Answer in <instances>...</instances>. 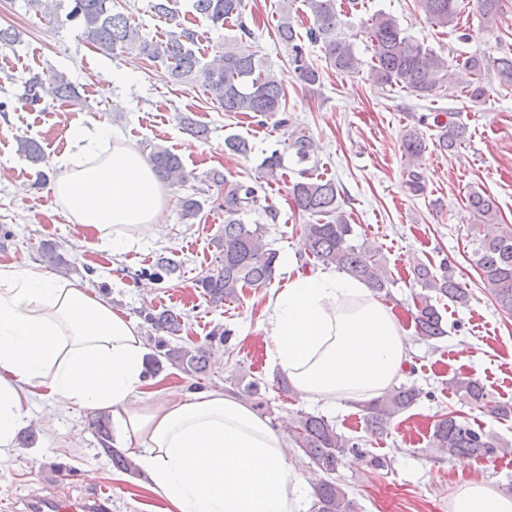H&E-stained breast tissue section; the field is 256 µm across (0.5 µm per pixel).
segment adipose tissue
Instances as JSON below:
<instances>
[{"label": "adipose tissue", "instance_id": "adipose-tissue-1", "mask_svg": "<svg viewBox=\"0 0 512 512\" xmlns=\"http://www.w3.org/2000/svg\"><path fill=\"white\" fill-rule=\"evenodd\" d=\"M52 198L113 252L150 236L166 195L150 164L111 126L70 127ZM270 358L300 396L367 400L404 370L406 331L362 281L333 269L298 273L269 299ZM138 325L88 285L0 268V454L27 426L32 397L51 407L109 411L127 450L167 512H303L284 430L221 389L186 398L146 391ZM452 512H512V495L467 480Z\"/></svg>", "mask_w": 512, "mask_h": 512}]
</instances>
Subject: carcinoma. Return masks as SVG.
Returning <instances> with one entry per match:
<instances>
[{"label": "carcinoma", "mask_w": 512, "mask_h": 512, "mask_svg": "<svg viewBox=\"0 0 512 512\" xmlns=\"http://www.w3.org/2000/svg\"><path fill=\"white\" fill-rule=\"evenodd\" d=\"M304 2L312 16V24L306 31L307 40L322 44L326 60L336 71L344 74L359 72L363 61L356 54L354 42L339 31L341 20L337 0ZM469 3L470 0H417V7L432 26L446 28L458 26ZM500 3L501 0H476L477 10L487 25L495 23ZM24 4L27 10L35 11L50 22L75 24L82 39L99 53L135 52L152 62L164 64L176 81L201 82L210 98L226 112H241L262 121L279 114V124L283 126L290 121L281 80L249 43L253 32L245 18L244 0H193L196 17L209 26L222 28L231 22L237 28V34L224 46V51L208 63L202 62L196 53L199 31L179 21L177 0H151L152 13L172 23L171 30L155 38L142 34L139 26L118 10L113 0H24ZM363 34L370 43V70L379 86L407 89L427 98L447 79L448 58L408 35L393 16L381 11L370 15L363 23ZM277 36L288 46L295 77L307 86L320 83L322 73L306 56L289 6L282 7ZM463 63L476 76L472 89L467 91L472 101L484 96L485 87L481 80L490 68L495 70L500 85L512 87V56L497 58L491 66L485 58L477 56H468ZM47 96L61 102L79 100L76 87L63 73L56 76L49 88L42 86L35 76L25 82L22 94L25 103L37 105ZM444 116V121L434 116L433 127L439 129L438 145L448 151L466 138L467 126L455 120L453 112H446ZM224 147L228 152L242 156L250 151L248 141L238 135L226 137ZM289 148L293 150L296 164L310 160L312 144L305 134L292 136ZM402 150L407 158L404 185L410 194L418 195L424 188L421 161L426 150V140L419 128L407 131ZM18 151L34 163L43 159L39 143L32 138L19 139ZM148 159L162 183L178 187L194 177L178 155L161 146H150ZM260 169V175L250 184L230 181L218 169L206 174L209 182L224 187V197L219 204L224 210V227L215 238L219 250L217 267L199 276L195 287L214 306L237 296L243 288H262L274 278L277 253L267 247L263 225L243 223L240 213L260 204V192L264 191L265 183L285 178L282 154L275 152L265 158ZM301 173L305 178L292 183L290 194L301 215L308 217V222L301 225L303 248L308 257L317 265L333 266L364 282L378 296L389 295L392 280L380 250L365 241L355 242L352 225L341 208L340 190L335 180L308 177L306 169ZM466 202L478 222L498 220V205L493 197L473 190ZM179 206L180 217L185 222L198 219L203 210L202 203L192 195L179 199ZM39 254L41 262L50 269L68 266V260L56 244H42ZM472 262L487 293L503 312L512 315V224H502L496 234L475 239ZM172 271L174 268L169 259L159 257L154 264L141 269L139 276L162 281ZM413 276L420 286L413 298L416 332L427 339L446 336L442 314L434 301L446 297L459 306H466L471 299L468 288L446 264L437 273L429 265L419 263L413 268ZM140 316L156 332L151 337L155 348L149 361L151 373L160 370L166 361L199 380L211 365L213 346H228L232 336L230 329L215 330L208 336L209 346L206 348L174 347L169 338L183 330L182 314L172 309L147 307L140 311ZM448 386L464 403L483 408L499 419L512 418V403L490 399L478 380L456 377L448 382ZM421 395L415 387H392L379 397L358 403L364 412L366 432L375 437L386 433L393 419L414 405ZM92 425L111 457L112 466L130 470L128 457L110 445L109 430L104 421L98 417ZM288 430L292 444L309 464L326 474L335 472L346 455L362 452L360 441L337 432L336 425L322 415L300 413L290 421ZM430 443L457 458L493 457L508 451L495 436L474 427L467 418L452 411L439 415ZM313 490L316 512H357L355 501L336 482L321 478Z\"/></svg>", "instance_id": "obj_1"}]
</instances>
